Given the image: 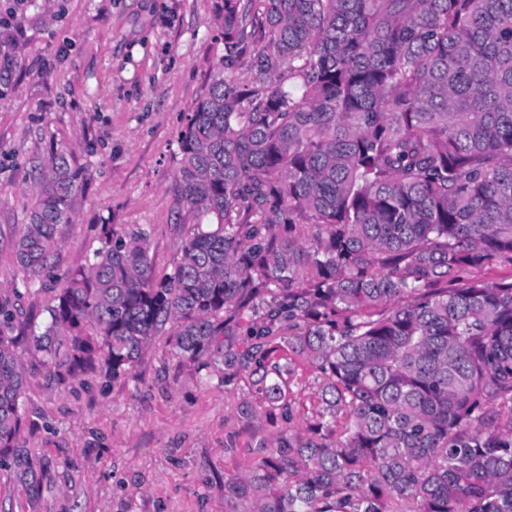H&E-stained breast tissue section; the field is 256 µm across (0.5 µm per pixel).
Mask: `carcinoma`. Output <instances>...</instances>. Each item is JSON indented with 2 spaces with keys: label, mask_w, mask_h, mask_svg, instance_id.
I'll use <instances>...</instances> for the list:
<instances>
[{
  "label": "carcinoma",
  "mask_w": 512,
  "mask_h": 512,
  "mask_svg": "<svg viewBox=\"0 0 512 512\" xmlns=\"http://www.w3.org/2000/svg\"><path fill=\"white\" fill-rule=\"evenodd\" d=\"M177 142L199 221L161 276L102 225L33 334L61 377L130 374L153 339L240 383L248 512H512V0H215ZM49 156L13 254L49 272L82 189ZM14 302L0 299V470L21 462ZM317 373L300 418L292 358Z\"/></svg>",
  "instance_id": "1"
}]
</instances>
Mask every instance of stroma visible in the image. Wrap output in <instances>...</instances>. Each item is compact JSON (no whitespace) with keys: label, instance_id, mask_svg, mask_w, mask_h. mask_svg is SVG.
I'll return each mask as SVG.
<instances>
[{"label":"stroma","instance_id":"obj_1","mask_svg":"<svg viewBox=\"0 0 512 512\" xmlns=\"http://www.w3.org/2000/svg\"><path fill=\"white\" fill-rule=\"evenodd\" d=\"M213 0H0V292L21 287L12 242L37 168L67 151L84 180L51 259L52 286L16 300L27 373L20 440L33 472L0 471V512H246L225 473H246L266 419H237L227 391L155 337L133 372L59 382L29 337L102 225L143 228L157 271L198 218L180 199L181 120L215 53ZM237 450L228 454V438Z\"/></svg>","mask_w":512,"mask_h":512}]
</instances>
